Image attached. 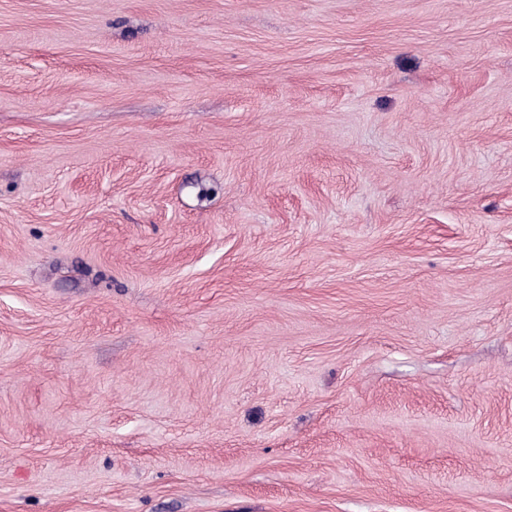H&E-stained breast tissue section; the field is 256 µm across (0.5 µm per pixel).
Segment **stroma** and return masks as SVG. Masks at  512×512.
<instances>
[{"label": "stroma", "mask_w": 512, "mask_h": 512, "mask_svg": "<svg viewBox=\"0 0 512 512\" xmlns=\"http://www.w3.org/2000/svg\"><path fill=\"white\" fill-rule=\"evenodd\" d=\"M0 512H512V0H0Z\"/></svg>", "instance_id": "1"}]
</instances>
